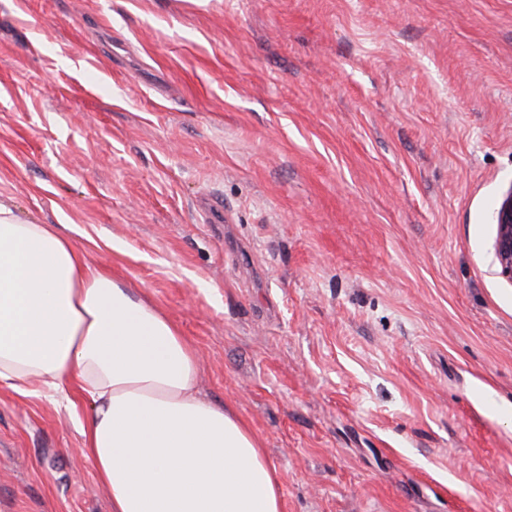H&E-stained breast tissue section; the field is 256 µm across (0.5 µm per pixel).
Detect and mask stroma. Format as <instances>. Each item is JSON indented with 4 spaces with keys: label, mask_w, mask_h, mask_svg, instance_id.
<instances>
[{
    "label": "stroma",
    "mask_w": 512,
    "mask_h": 512,
    "mask_svg": "<svg viewBox=\"0 0 512 512\" xmlns=\"http://www.w3.org/2000/svg\"><path fill=\"white\" fill-rule=\"evenodd\" d=\"M511 190L512 0H0V202L179 324L282 512H512ZM75 403L0 386V512H110ZM495 257L498 274L512 283V190L496 212Z\"/></svg>",
    "instance_id": "35a3bbf8"
}]
</instances>
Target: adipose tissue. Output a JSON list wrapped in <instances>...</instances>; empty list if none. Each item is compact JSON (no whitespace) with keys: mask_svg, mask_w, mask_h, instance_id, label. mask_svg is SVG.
<instances>
[{"mask_svg":"<svg viewBox=\"0 0 512 512\" xmlns=\"http://www.w3.org/2000/svg\"><path fill=\"white\" fill-rule=\"evenodd\" d=\"M200 356L148 299L90 264L58 224L0 203V385L87 397L80 452L110 512H281L278 473Z\"/></svg>","mask_w":512,"mask_h":512,"instance_id":"ef3b65f1","label":"adipose tissue"}]
</instances>
